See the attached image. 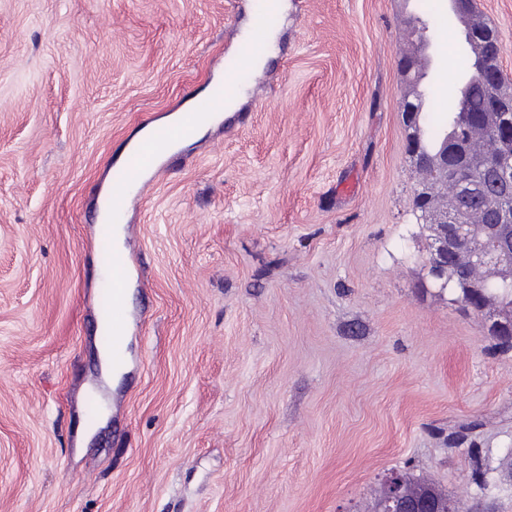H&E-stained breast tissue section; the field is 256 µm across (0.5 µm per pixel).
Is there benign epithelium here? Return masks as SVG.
<instances>
[{
    "instance_id": "7a95c632",
    "label": "benign epithelium",
    "mask_w": 512,
    "mask_h": 512,
    "mask_svg": "<svg viewBox=\"0 0 512 512\" xmlns=\"http://www.w3.org/2000/svg\"><path fill=\"white\" fill-rule=\"evenodd\" d=\"M448 11L463 24L465 39L476 53V69L490 88L486 111L475 119L461 117L459 125L476 121L495 135V142L490 152L475 156L466 139L456 135L430 152L421 139L416 97L410 93L403 100L408 155L428 174L417 190L422 218L432 227L428 277L439 288H453L459 303L481 319L485 332L509 346L512 308L483 288L489 278L512 284V93L500 86L502 46L497 29L475 16L471 0H448ZM475 165L489 171L502 189L495 196L492 224L462 223L460 199L481 190L470 173ZM442 188L452 189L449 206L439 203ZM365 512H455V508L431 490L415 487L410 475L392 472L382 477L379 495Z\"/></svg>"
}]
</instances>
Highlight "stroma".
<instances>
[{
  "label": "stroma",
  "instance_id": "35a3bbf8",
  "mask_svg": "<svg viewBox=\"0 0 512 512\" xmlns=\"http://www.w3.org/2000/svg\"><path fill=\"white\" fill-rule=\"evenodd\" d=\"M413 2L270 20L272 80L248 69L237 113L127 212L113 376L88 196L223 77L258 0H0V512H356L406 470L512 512V350L424 287L397 69ZM431 8L448 107L467 47ZM480 8L512 78V0Z\"/></svg>",
  "mask_w": 512,
  "mask_h": 512
}]
</instances>
